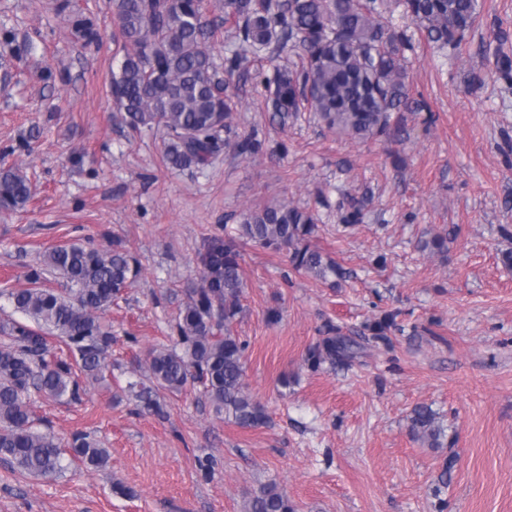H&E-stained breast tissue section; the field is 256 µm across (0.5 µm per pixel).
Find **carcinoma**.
<instances>
[{
	"instance_id": "1",
	"label": "carcinoma",
	"mask_w": 512,
	"mask_h": 512,
	"mask_svg": "<svg viewBox=\"0 0 512 512\" xmlns=\"http://www.w3.org/2000/svg\"><path fill=\"white\" fill-rule=\"evenodd\" d=\"M224 22L240 50L217 61L208 44L205 0H106L118 21L122 46L110 93L130 127L165 134L163 163L175 170L204 169L223 149L241 156L263 152L255 131L235 139L230 133L235 108L224 75L249 73L252 59L273 45L292 43L298 62L272 73H257L268 94L273 118L281 123L300 112H314L331 131L355 139L391 138L411 109L407 88L410 48L406 34L382 22L386 0H223ZM403 15L429 41L460 50L478 18V0H398ZM31 198L27 176L0 166V210L18 211ZM315 215L286 201L249 209L239 238L275 253L288 252L296 271L320 279L339 267L309 244ZM200 286L189 291L174 326L172 344L152 349L145 380L128 383L148 413L164 419L160 392L203 387L215 414L244 429L265 425L264 407L247 391V345L231 334L241 311L244 288L241 254L233 238L213 239L200 258ZM65 280L60 292L42 286L45 272ZM139 272L119 238L112 248L81 242L47 250L42 266L29 274V287L8 292L15 311L34 323L17 321L0 328L10 343L0 345V456L34 477H53L64 469V455L87 467L105 468L108 449L85 434L62 447L51 432L34 427L31 390L47 399L76 400L88 384L105 381L112 333L101 321ZM354 344L325 336L306 354L312 369L354 358ZM412 436L442 447L438 414L418 406L409 418ZM245 512H296L284 489L261 485Z\"/></svg>"
}]
</instances>
